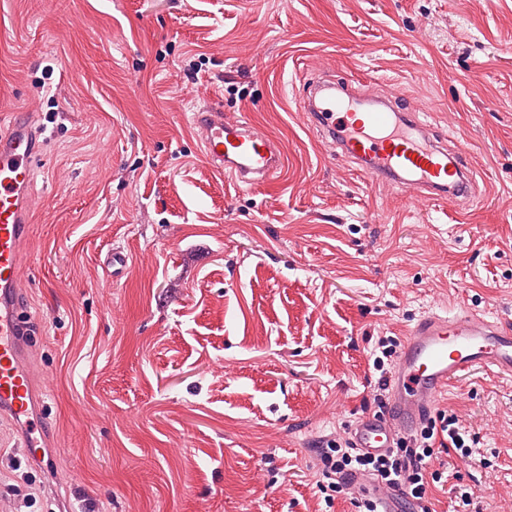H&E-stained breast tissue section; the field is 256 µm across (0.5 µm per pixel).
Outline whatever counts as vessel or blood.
Returning <instances> with one entry per match:
<instances>
[{
    "mask_svg": "<svg viewBox=\"0 0 512 512\" xmlns=\"http://www.w3.org/2000/svg\"><path fill=\"white\" fill-rule=\"evenodd\" d=\"M307 112L374 185L419 188L430 202L466 206L475 194L466 148L431 141L423 109L391 101L337 98L334 82L311 83ZM200 150L216 175L241 188L273 180L284 166L279 144L246 120L226 121L207 103L191 116ZM40 131L12 114L0 129V416L14 424L18 445L43 462L49 446L41 413L47 380L33 369L30 321L21 307L20 246L30 229L29 197L41 161ZM484 368L512 376V329L480 311L428 314L407 328L389 380L385 412L360 415L349 429L358 448L377 454L416 429L451 383Z\"/></svg>",
    "mask_w": 512,
    "mask_h": 512,
    "instance_id": "vessel-or-blood-1",
    "label": "vessel or blood"
}]
</instances>
